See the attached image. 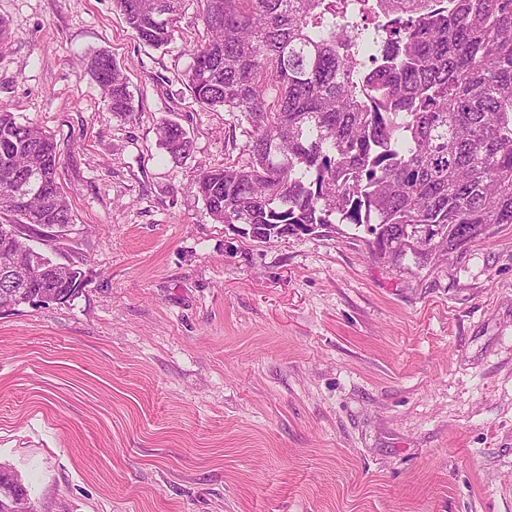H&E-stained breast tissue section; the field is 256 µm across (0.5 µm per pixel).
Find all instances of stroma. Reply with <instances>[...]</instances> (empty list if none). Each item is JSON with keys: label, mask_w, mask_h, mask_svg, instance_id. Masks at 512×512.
Returning <instances> with one entry per match:
<instances>
[{"label": "stroma", "mask_w": 512, "mask_h": 512, "mask_svg": "<svg viewBox=\"0 0 512 512\" xmlns=\"http://www.w3.org/2000/svg\"><path fill=\"white\" fill-rule=\"evenodd\" d=\"M0 107L56 141L72 222L30 243L86 278L0 313V465L38 512H512V224L444 257H373L363 231L256 242L194 184L249 127L112 0H0ZM106 49L134 113L86 68ZM193 149L159 148L161 120ZM159 146L172 161L188 159L192 150V142L183 127L172 120H162L158 127Z\"/></svg>", "instance_id": "stroma-1"}]
</instances>
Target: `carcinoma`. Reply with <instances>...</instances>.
<instances>
[{
	"label": "carcinoma",
	"mask_w": 512,
	"mask_h": 512,
	"mask_svg": "<svg viewBox=\"0 0 512 512\" xmlns=\"http://www.w3.org/2000/svg\"><path fill=\"white\" fill-rule=\"evenodd\" d=\"M133 36L160 49L183 0H112ZM207 38L184 85L250 126L248 158L203 170L196 189L218 224L366 226L372 254L399 261L461 249L512 224V0H199ZM88 68L112 111L134 112L112 53ZM176 162L192 142L162 120ZM57 143L0 108V214L35 232L64 228ZM33 288L74 300L81 269L27 248L0 224V311Z\"/></svg>",
	"instance_id": "carcinoma-1"
}]
</instances>
